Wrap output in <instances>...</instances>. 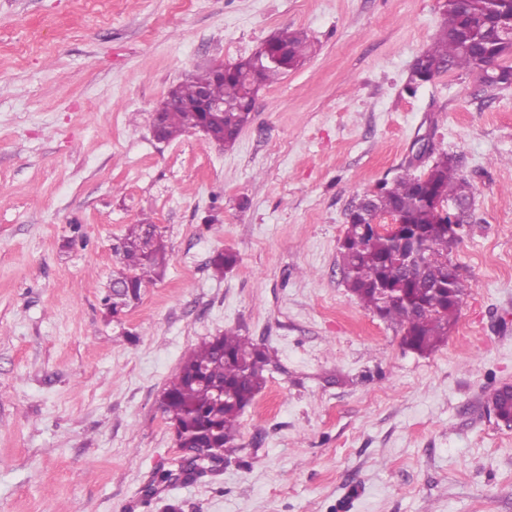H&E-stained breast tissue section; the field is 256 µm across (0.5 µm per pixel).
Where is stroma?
<instances>
[{
    "label": "stroma",
    "instance_id": "obj_1",
    "mask_svg": "<svg viewBox=\"0 0 512 512\" xmlns=\"http://www.w3.org/2000/svg\"><path fill=\"white\" fill-rule=\"evenodd\" d=\"M441 2L0 0V512H512L488 402L512 384V85L453 70L405 92ZM284 27L313 53L233 148L154 139L171 86ZM421 139L477 188L450 254L463 301L427 355L339 257L357 197L425 172ZM143 221L171 260L113 318L115 248ZM229 328L268 348L267 383L239 450L187 480L161 394Z\"/></svg>",
    "mask_w": 512,
    "mask_h": 512
}]
</instances>
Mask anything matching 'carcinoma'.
<instances>
[{
    "instance_id": "obj_1",
    "label": "carcinoma",
    "mask_w": 512,
    "mask_h": 512,
    "mask_svg": "<svg viewBox=\"0 0 512 512\" xmlns=\"http://www.w3.org/2000/svg\"><path fill=\"white\" fill-rule=\"evenodd\" d=\"M442 19L433 44L416 57L419 76L404 86L413 96L418 89L448 70L475 72L490 90L512 79V66L499 59L512 55L499 38L497 28L512 21V0H443ZM312 43L302 32L286 28L256 49L251 56L228 67L224 81L216 82L210 69L194 73L169 89L178 105L161 113L158 136L164 141L178 138L206 119L198 111L200 88L224 100L229 110L211 123L224 134V147H232L251 122L250 88L264 85L295 69L310 54ZM280 55L278 63L267 61L266 53ZM458 200L464 209L453 217L436 212L437 193ZM475 195L474 185L458 172L456 159L443 154L423 175L409 172L393 182H384L369 196L367 215L376 221L385 216L409 224L419 231L426 252L422 265L407 267L395 255L393 239L373 231L363 232L360 224L346 225L339 254L344 282L369 310L399 325L402 345L427 354L443 343L456 322L459 308L448 307V228L465 224ZM126 247L117 253L118 271L113 281L125 289L128 302L141 298L142 288L157 270L167 265L169 254L157 225L142 222L130 226L124 236ZM237 262L231 251L218 252L209 260L214 273L224 274ZM378 288L406 289L411 310L400 298L381 300ZM269 355L264 346L232 330L203 341L182 362L164 388L161 407L175 431L180 448L208 449V463L217 468L224 452L238 447L239 417L265 386Z\"/></svg>"
}]
</instances>
